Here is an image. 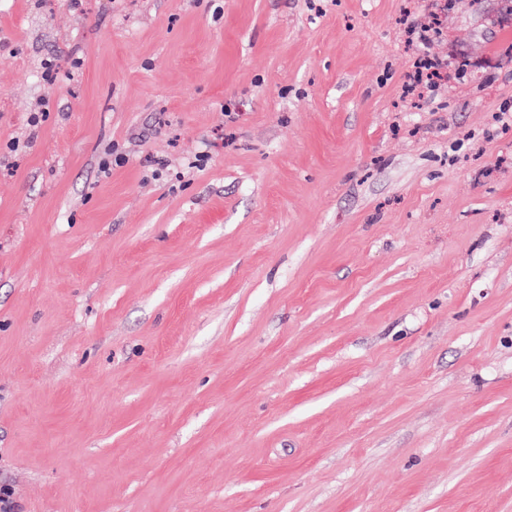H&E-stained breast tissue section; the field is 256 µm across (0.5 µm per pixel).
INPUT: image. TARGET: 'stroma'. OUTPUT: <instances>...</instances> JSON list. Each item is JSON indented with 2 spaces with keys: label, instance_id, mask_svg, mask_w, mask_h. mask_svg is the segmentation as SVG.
I'll list each match as a JSON object with an SVG mask.
<instances>
[{
  "label": "stroma",
  "instance_id": "stroma-1",
  "mask_svg": "<svg viewBox=\"0 0 512 512\" xmlns=\"http://www.w3.org/2000/svg\"><path fill=\"white\" fill-rule=\"evenodd\" d=\"M502 113V0H0L17 512H512ZM441 77V66L439 61L423 52L419 51L414 58L412 72L409 78L413 79L415 87L419 89H430L436 86V80Z\"/></svg>",
  "mask_w": 512,
  "mask_h": 512
}]
</instances>
